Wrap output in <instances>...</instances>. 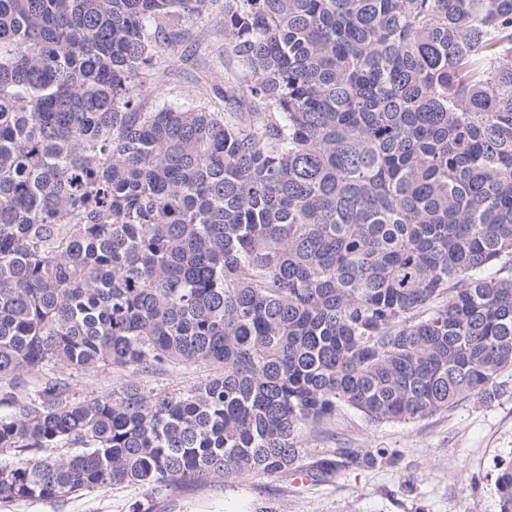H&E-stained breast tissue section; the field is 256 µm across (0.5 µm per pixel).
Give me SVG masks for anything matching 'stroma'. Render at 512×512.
I'll list each match as a JSON object with an SVG mask.
<instances>
[{"label":"stroma","mask_w":512,"mask_h":512,"mask_svg":"<svg viewBox=\"0 0 512 512\" xmlns=\"http://www.w3.org/2000/svg\"><path fill=\"white\" fill-rule=\"evenodd\" d=\"M223 15L197 18L193 37L177 53L160 52L155 78L142 89L148 104L179 100L199 83L224 84ZM204 363L160 371L109 368L70 377L77 398L108 393L128 380L157 391H186L216 374ZM302 466L334 457L337 449L377 453L376 464H346L325 481L303 483L254 475L171 491L151 512H499L496 479L512 460V371L502 372L490 396L467 397L448 410L411 422H366L349 409L304 431ZM134 486L74 495L65 503H0V512H131L142 500Z\"/></svg>","instance_id":"1"}]
</instances>
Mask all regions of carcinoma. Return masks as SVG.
Listing matches in <instances>:
<instances>
[{
  "label": "carcinoma",
  "mask_w": 512,
  "mask_h": 512,
  "mask_svg": "<svg viewBox=\"0 0 512 512\" xmlns=\"http://www.w3.org/2000/svg\"><path fill=\"white\" fill-rule=\"evenodd\" d=\"M214 3L0 0V503L286 478L341 407L418 420L512 367V0H224V111H146ZM183 362L221 372L21 387ZM343 457L311 476L377 460ZM217 371L216 366L204 363L172 364L160 371L134 373L130 370L109 368L95 373L74 372L70 381L76 397L82 399L118 390L128 380H135L158 392L186 391Z\"/></svg>",
  "instance_id": "1"
}]
</instances>
